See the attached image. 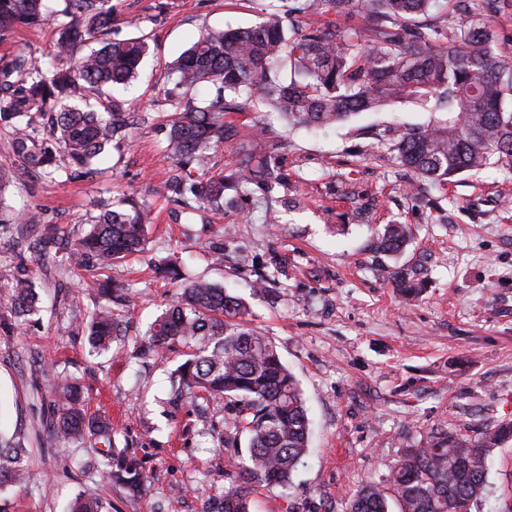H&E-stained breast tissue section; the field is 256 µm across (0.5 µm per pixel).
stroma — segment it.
I'll use <instances>...</instances> for the list:
<instances>
[{
    "label": "stroma",
    "instance_id": "stroma-1",
    "mask_svg": "<svg viewBox=\"0 0 512 512\" xmlns=\"http://www.w3.org/2000/svg\"><path fill=\"white\" fill-rule=\"evenodd\" d=\"M112 35L148 36L138 78L111 96L149 113L145 128L114 137L102 164L111 179L44 177L14 155L0 122V436L18 438L25 463L44 482L18 490L8 512H67L82 495L104 512H206L224 486L232 452L213 428L235 415L223 397L203 406L167 403L168 377L188 353H136L142 334L172 299L176 284L157 279L154 259L181 258L185 280L206 279L245 299L246 320L271 337L296 377L312 422L311 451L287 489L258 488L252 512H347L359 485L385 484L405 448L431 430H474L512 419V168L492 166L410 189V172L376 152L374 132L393 123L424 127L437 113L413 103L364 112L326 130L291 129L270 108L229 117L218 152L225 167L246 154L277 157L285 181L273 192L224 193V217L153 188L167 176V67L207 29L250 26L268 5L291 0H113ZM56 23L0 34V65L15 55L50 66ZM136 197L156 219L145 249L110 271L131 298L124 336L93 353L76 324L101 304L64 266L60 239L77 241L100 201ZM37 215L15 222L19 211ZM413 237L397 256L377 251L384 225ZM223 245L224 261L208 259ZM417 268L424 288L406 300L391 274ZM39 294L37 314L21 317L7 298L17 277ZM267 278L259 292L252 285ZM75 377L89 413L110 418L118 443L143 462L150 491L130 497L112 483L88 444L53 443L57 402L45 363Z\"/></svg>",
    "mask_w": 512,
    "mask_h": 512
}]
</instances>
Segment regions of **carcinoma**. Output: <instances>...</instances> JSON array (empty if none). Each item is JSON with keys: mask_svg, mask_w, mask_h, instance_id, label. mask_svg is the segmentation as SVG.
<instances>
[{"mask_svg": "<svg viewBox=\"0 0 512 512\" xmlns=\"http://www.w3.org/2000/svg\"><path fill=\"white\" fill-rule=\"evenodd\" d=\"M56 56L61 64L44 70L26 55L0 67L6 93L0 121L10 127L13 151L46 178L70 169L94 173L113 133L130 123H150L114 101L94 109L91 99L129 83L148 54L145 38H111L112 0H62ZM437 0H294L288 17L276 11L256 25L207 30L170 68L166 91L171 112L168 156L175 164L162 186L165 196L192 193L216 210L224 209V187L236 180L243 191L256 179L279 183L264 156H250L229 175L214 169L216 149L224 144V114L247 112L255 98L299 126L344 122L391 103L411 102L445 117L422 129L392 127L383 140L389 158L421 180L442 185L463 172H479L495 161L512 167V64L497 47L496 24L512 18V0H447L448 12L431 17ZM357 11L371 22L369 38L334 22L299 26L308 15L340 19ZM46 20L45 0H0V31L34 27ZM88 41L101 47L84 56ZM48 133L62 156L32 150ZM92 227L69 252L91 272L85 287L106 298L89 320L79 324L91 348L106 351L121 332L122 286L100 271L143 249L150 205L129 200L104 202ZM409 230L390 224L377 249L395 253ZM180 261L158 260L157 273L179 279ZM397 286L411 296L421 284L394 272ZM10 305L32 312L37 296L30 282L16 279ZM242 299L206 280L184 285L154 321L140 343L144 353H159L178 342H192L190 358L171 373V392L192 403L222 396L240 405L226 426L224 447L238 433L249 436L248 456L232 457L224 490L208 512H250L256 485L286 487L309 448L310 421L298 382L282 363L277 346L242 321ZM59 408L50 436L80 442L90 439L107 476L132 496L148 487L142 467L116 442L118 430L82 408L79 386L55 374ZM512 441V419L487 428L480 437L467 428L431 431L404 450L390 470L385 490L365 482L352 496L348 512H479L490 490L488 459ZM24 449L0 439V496L12 487L38 481L23 463Z\"/></svg>", "mask_w": 512, "mask_h": 512, "instance_id": "carcinoma-1", "label": "carcinoma"}]
</instances>
